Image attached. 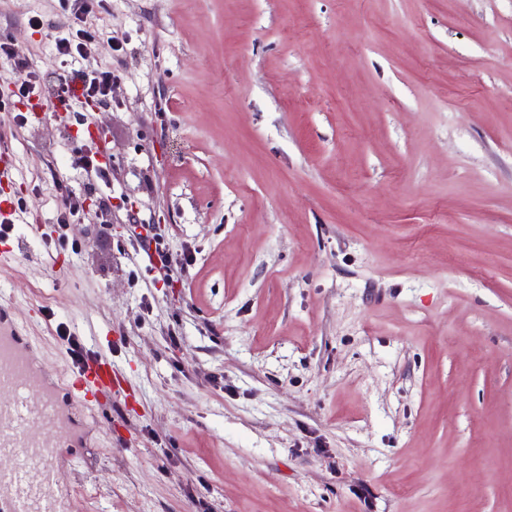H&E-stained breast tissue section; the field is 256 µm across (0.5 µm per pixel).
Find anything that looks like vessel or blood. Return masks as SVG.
Returning a JSON list of instances; mask_svg holds the SVG:
<instances>
[{
	"label": "vessel or blood",
	"instance_id": "b4317fda",
	"mask_svg": "<svg viewBox=\"0 0 512 512\" xmlns=\"http://www.w3.org/2000/svg\"><path fill=\"white\" fill-rule=\"evenodd\" d=\"M27 327L0 299V502L7 512H70L56 495L64 474L57 460L68 416L45 386L31 355ZM73 402L86 406L93 395L121 391L109 362L87 358L69 377Z\"/></svg>",
	"mask_w": 512,
	"mask_h": 512
}]
</instances>
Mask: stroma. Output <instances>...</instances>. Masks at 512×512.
<instances>
[{
	"mask_svg": "<svg viewBox=\"0 0 512 512\" xmlns=\"http://www.w3.org/2000/svg\"><path fill=\"white\" fill-rule=\"evenodd\" d=\"M95 10L64 62L60 0H0L44 105L0 70L31 209L0 290L48 387L66 394L73 341L126 387L72 412L62 494L81 512H512V0ZM103 69L108 99L55 112L50 82ZM89 151L101 171L73 167ZM59 182L89 202L63 231Z\"/></svg>",
	"mask_w": 512,
	"mask_h": 512,
	"instance_id": "35a3bbf8",
	"label": "stroma"
}]
</instances>
